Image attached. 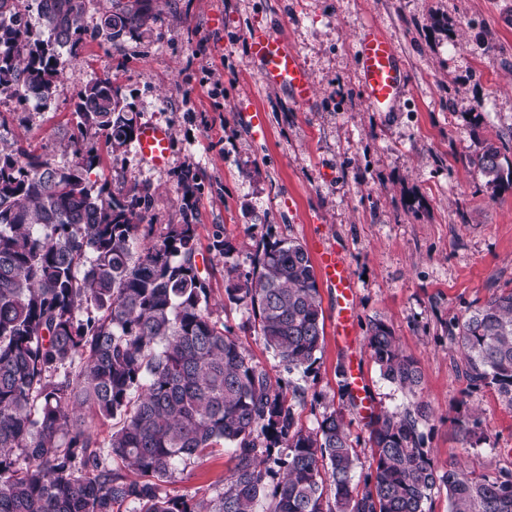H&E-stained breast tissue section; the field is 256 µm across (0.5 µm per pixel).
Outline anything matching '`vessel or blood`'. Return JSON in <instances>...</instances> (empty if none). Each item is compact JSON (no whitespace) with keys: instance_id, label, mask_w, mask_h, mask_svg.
<instances>
[{"instance_id":"b4317fda","label":"vessel or blood","mask_w":512,"mask_h":512,"mask_svg":"<svg viewBox=\"0 0 512 512\" xmlns=\"http://www.w3.org/2000/svg\"><path fill=\"white\" fill-rule=\"evenodd\" d=\"M246 39L261 82L286 89L296 105H306L311 83L297 54L267 29H252ZM355 64L371 107L378 112L394 111L404 90L405 77L391 41L377 26L363 28L356 45ZM171 140L169 129L145 123L140 125L135 143L146 163L161 167L169 159ZM312 247L322 279L336 293V335L346 338L350 334L355 288L350 265L341 252L323 241H314Z\"/></svg>"}]
</instances>
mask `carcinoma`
<instances>
[{
	"label": "carcinoma",
	"mask_w": 512,
	"mask_h": 512,
	"mask_svg": "<svg viewBox=\"0 0 512 512\" xmlns=\"http://www.w3.org/2000/svg\"><path fill=\"white\" fill-rule=\"evenodd\" d=\"M38 24L19 0H0V95L45 105L63 73L61 49L82 42L85 0H39ZM151 19L148 0L104 20L115 41ZM79 133L114 152L134 142L137 113L108 78L79 94ZM59 166L19 145L0 150V512H426L437 487L449 512H512V471L474 477L439 466L420 429L428 403L368 416L376 467L353 483L357 455L340 412L299 427L298 388L274 386L212 318L210 281L197 264V225H153L95 188L93 150ZM500 152L478 157L502 180ZM252 271L226 270L224 295L250 307L254 328L288 370L308 373L324 334L311 258L295 241L256 243ZM472 386L512 409V289L494 293L451 333ZM367 347L384 379L414 392L418 362L373 320ZM116 420L106 436L82 424ZM479 419L457 421L463 447ZM233 449L216 496L194 500L162 486L190 458ZM122 467H113V462ZM334 489V502L326 497Z\"/></svg>",
	"instance_id": "obj_1"
}]
</instances>
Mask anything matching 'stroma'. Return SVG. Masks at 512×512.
I'll use <instances>...</instances> for the list:
<instances>
[{"instance_id": "35a3bbf8", "label": "stroma", "mask_w": 512, "mask_h": 512, "mask_svg": "<svg viewBox=\"0 0 512 512\" xmlns=\"http://www.w3.org/2000/svg\"><path fill=\"white\" fill-rule=\"evenodd\" d=\"M132 0H86L83 41L47 105L0 97V147L21 145L59 165L71 141L95 150L92 174L142 212L156 233L197 224L198 266L213 317L273 384L300 387L299 425L315 430L342 412L357 453L356 478L375 466L366 418L336 374L360 367L376 409L421 399V430L433 458L474 475L512 471V410L495 390L472 387L448 337L494 292L512 288V184L487 185L476 164L485 146L512 170V0H160L150 31L107 40L106 14ZM376 24L393 43L406 85L396 111L372 109L355 66L358 36ZM265 27L295 51L312 83L308 105L262 84L246 32ZM95 78L112 81L139 122L168 127L162 167L135 147L111 152L79 134L76 102ZM262 114L263 131L252 126ZM228 252L216 255L214 238ZM323 238L347 256L356 282L354 328L335 335V293L320 287L324 341L303 374L267 350L245 304L228 302L224 273L246 274L260 239L311 246ZM384 321L423 372L417 394L385 380L366 346ZM479 418L482 441L465 448L452 420ZM235 465L231 451L187 460L165 484L170 495L212 497Z\"/></svg>"}]
</instances>
